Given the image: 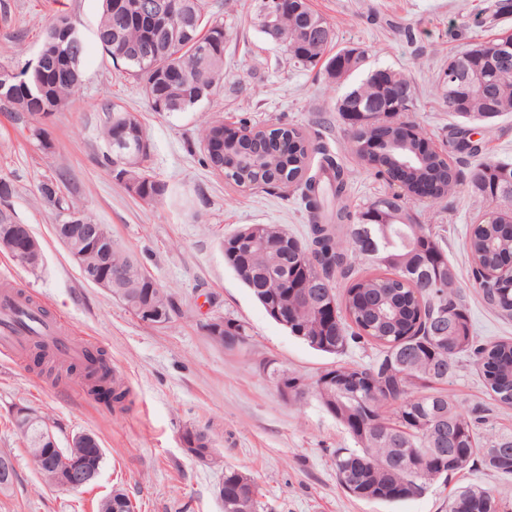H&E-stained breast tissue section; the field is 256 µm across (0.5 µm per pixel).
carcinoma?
<instances>
[{
    "label": "carcinoma",
    "mask_w": 512,
    "mask_h": 512,
    "mask_svg": "<svg viewBox=\"0 0 512 512\" xmlns=\"http://www.w3.org/2000/svg\"><path fill=\"white\" fill-rule=\"evenodd\" d=\"M181 4L178 17L163 20L141 12L136 0H102L97 36L112 62L143 83L150 111L191 112L214 95L224 69V23L206 17L204 0H164ZM282 46L304 68H323L328 87L359 69L365 52L344 47L327 58L334 34L327 20L308 0H281L276 16ZM501 38L477 43L448 58L456 85H439L437 92L448 111L466 120L493 119L512 112V71L498 70ZM85 47L72 17L53 16L45 29L36 68L0 65L13 79L0 82V102L27 115L30 138L45 153L54 148L51 133L41 126L40 113L57 112L82 84ZM487 65L483 92H465L470 59ZM410 79L387 69L376 71L336 101L340 116L349 121L360 146L358 154L379 176L400 182L367 206L352 211L346 204L348 170L324 146H314L296 128L257 130L247 137L242 129L216 117L198 133L203 144L213 136L224 142L223 153L205 151L204 163L243 188L272 183L293 184L309 216L308 241L303 243L275 224H247L221 241L224 260L251 290L266 312L312 348L339 354L352 343L378 348L366 365L337 363L309 381L274 364L262 365L282 398L299 403L316 397L325 411L351 435L357 449L336 450V478L356 499L397 506L422 495L431 481L461 472L480 462L500 475H512V437L480 445L469 411L448 401L436 385L448 382L462 355L479 367L486 387L504 405H512V341L481 343L472 334L467 309L451 296L455 270L438 235L417 223L408 197L423 182L435 185L431 202L439 203L458 175L448 157L434 150L413 125L394 119L411 110ZM107 151L103 165L125 191L148 205L163 202L167 184L145 165L150 143L140 121L129 111L112 106L102 129ZM512 163L486 159L473 174L471 188L488 198L497 212L493 221L471 225L468 247L474 265L499 271L512 265V195L505 194ZM62 171L41 183V195L58 214L73 211L84 224L95 223L66 190ZM369 263L373 272L353 274L351 255ZM112 259L124 268L123 281L112 288L138 319L141 309L158 307L167 319L178 313L171 294L151 288L138 260L118 243ZM348 282L343 293L333 288L334 276ZM487 302L501 315L512 317V282L500 292L482 288ZM336 304V315L324 307ZM227 351H240L250 341L241 321L225 317ZM33 366L59 381L63 373L79 371L86 393L109 412L131 404L130 389L112 368L102 350L87 362L64 366L43 342L28 347ZM12 425L27 426L23 438L34 467L44 483L53 459L39 457L41 425L28 417H12ZM120 497L125 512L136 504L120 486L101 498L96 512H114ZM224 512H264L255 479L235 467L224 468ZM512 512V505L483 487L462 486L448 500V512Z\"/></svg>",
    "instance_id": "obj_1"
}]
</instances>
